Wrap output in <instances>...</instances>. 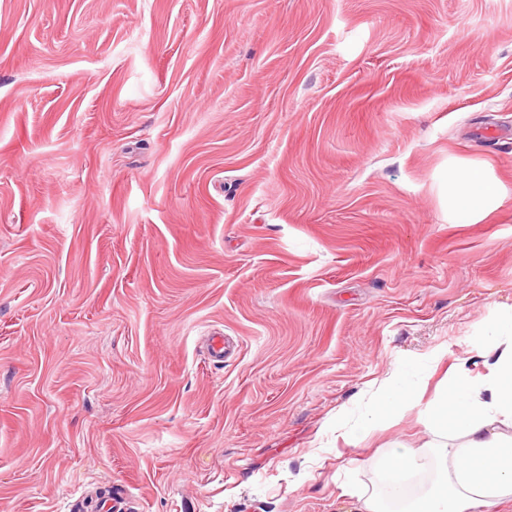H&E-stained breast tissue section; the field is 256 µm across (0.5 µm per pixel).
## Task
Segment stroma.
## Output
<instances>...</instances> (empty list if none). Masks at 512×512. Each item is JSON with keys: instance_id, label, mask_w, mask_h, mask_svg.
<instances>
[{"instance_id": "1", "label": "stroma", "mask_w": 512, "mask_h": 512, "mask_svg": "<svg viewBox=\"0 0 512 512\" xmlns=\"http://www.w3.org/2000/svg\"><path fill=\"white\" fill-rule=\"evenodd\" d=\"M507 126L512 0H0V512H355L512 317ZM505 189L495 175L469 160L448 164V220L452 224H478L502 205ZM414 397L413 374L410 369L392 376L378 399L354 424L336 422V429H347L351 438L356 439L363 431L381 420L388 419L409 405Z\"/></svg>"}]
</instances>
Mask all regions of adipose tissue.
<instances>
[{"label":"adipose tissue","mask_w":512,"mask_h":512,"mask_svg":"<svg viewBox=\"0 0 512 512\" xmlns=\"http://www.w3.org/2000/svg\"><path fill=\"white\" fill-rule=\"evenodd\" d=\"M505 189L495 175L463 158L448 165V219L476 224L502 205ZM485 373L474 376V368ZM413 374L392 376L378 399L348 432L358 437L409 405ZM441 440L432 454L393 448L380 488L358 496L356 512H498L512 501V318L489 323L483 345L460 360L448 384L421 414ZM432 470L429 486L406 492L408 475Z\"/></svg>","instance_id":"1"}]
</instances>
